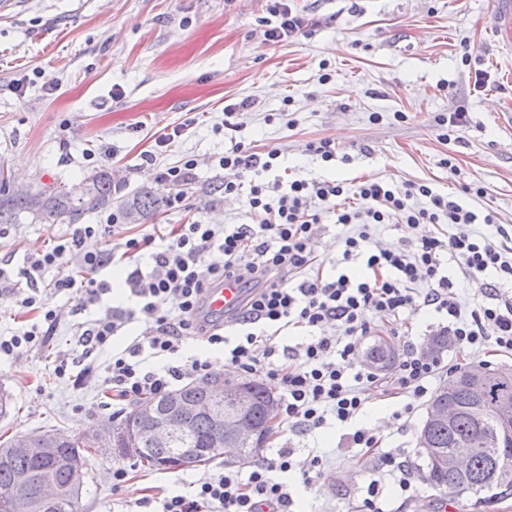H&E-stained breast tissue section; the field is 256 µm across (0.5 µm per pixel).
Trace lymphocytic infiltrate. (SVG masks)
Here are the masks:
<instances>
[{
    "label": "lymphocytic infiltrate",
    "instance_id": "1",
    "mask_svg": "<svg viewBox=\"0 0 512 512\" xmlns=\"http://www.w3.org/2000/svg\"><path fill=\"white\" fill-rule=\"evenodd\" d=\"M278 165V151L257 152L241 141L232 142L218 159L219 168L231 173L222 184L225 195L237 194L242 178H250L248 204L254 223L180 224L158 237H131L114 245L108 225L82 224L52 250L30 255L16 276L0 270V288L10 287L16 277L36 282L43 271L73 253L80 257L86 278H61L53 289L77 291L84 308L99 303L110 290L108 282L97 277L104 266L152 249L151 267L133 268L127 277L135 307L107 309L82 325L78 337L81 346L100 348L126 323L146 324L144 336L113 355L106 368L118 400L133 402L168 392L187 374L210 377L218 366L201 358L160 370L148 366L149 359L178 354L184 339L198 338L223 348L226 368L278 381L280 414L290 430L306 433L330 423L350 426L348 438L359 457L397 476L401 488H410L409 466L381 451L379 438L354 422L366 389L372 387L403 399V413H411L427 396L438 363L410 351L391 375L384 376L357 367L359 340L370 332L373 320L397 322L404 314L430 308L447 318L448 333L460 348L492 343L511 351L512 290L505 285L512 283V247L478 234L475 214L428 184L398 187L365 181L350 191L333 181L262 182V174ZM349 193L355 206H340V198ZM326 214L334 215L345 229L343 262L361 261L368 277L356 279L344 272L324 277L325 262L314 249V239ZM381 224H445L449 231L382 244L371 232ZM92 237L100 238L101 248L85 249ZM216 251L222 262H206V255ZM452 265L464 279L486 283L482 301L471 311H464L448 274ZM228 280L244 285L247 295L240 307L217 322L204 313V296ZM160 298L169 301L168 310L159 311ZM21 304L39 311L44 324L0 338V355L41 346L46 327L56 324L55 309L39 292L24 296ZM291 327L306 328L307 340L277 347L280 333ZM325 463L323 456L300 460L294 449L282 448L246 476L224 473L200 480L191 495L165 497L160 512H292L283 474L298 471L310 485Z\"/></svg>",
    "mask_w": 512,
    "mask_h": 512
}]
</instances>
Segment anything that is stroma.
I'll use <instances>...</instances> for the list:
<instances>
[{
  "label": "stroma",
  "mask_w": 512,
  "mask_h": 512,
  "mask_svg": "<svg viewBox=\"0 0 512 512\" xmlns=\"http://www.w3.org/2000/svg\"><path fill=\"white\" fill-rule=\"evenodd\" d=\"M307 27L287 40L264 37L267 0H21L0 9V181L6 190L35 193L45 187L77 186L100 170L119 173L116 196L133 198L149 188L166 189L160 170L186 157L197 161L196 179L181 208L160 207L149 219L124 223L116 238L140 236L157 224H248L247 192L219 198L224 173L216 159L231 140L255 151L279 150L281 180L327 179L355 185L368 179L398 186L428 182L460 198L493 224L479 225L492 236L512 228V51L496 36L489 0H288ZM250 106L223 128L224 108ZM467 112L463 140L443 142L438 115ZM405 120H398V113ZM185 135L166 148L157 139L182 123ZM328 138L337 161L324 163L307 149ZM484 187L481 195L472 186ZM73 227L48 224L27 212L0 223V266L15 269L37 250L52 247ZM77 259L47 269L38 286L58 314L43 346L0 357V389L13 409L0 417V439L48 432L71 438L112 421L113 411L131 404L114 401L104 367L144 330L124 327L112 347L83 355L78 326L88 317L77 295L51 291L60 277H82ZM26 281L0 290V336L38 322L22 307ZM444 317L419 310L397 330L380 324L360 340L367 350L387 337L396 356L421 349L443 332ZM72 358L65 375L54 361ZM451 367L487 362L512 374V352L488 346L469 351L452 345L441 355ZM402 401L371 391L361 426L377 434L383 451L424 466L418 433L426 407L402 416ZM292 448L297 455H325L313 486L298 473L286 481L295 512H363L365 489L380 479L382 512H446V500L422 480L402 491L392 477H377L351 448L347 430L331 425L296 434L277 422L260 452ZM128 477L112 488V470ZM82 512H138L145 497L189 493L196 479L224 473L223 459L208 465L154 470L135 460L90 456Z\"/></svg>",
  "instance_id": "35a3bbf8"
}]
</instances>
